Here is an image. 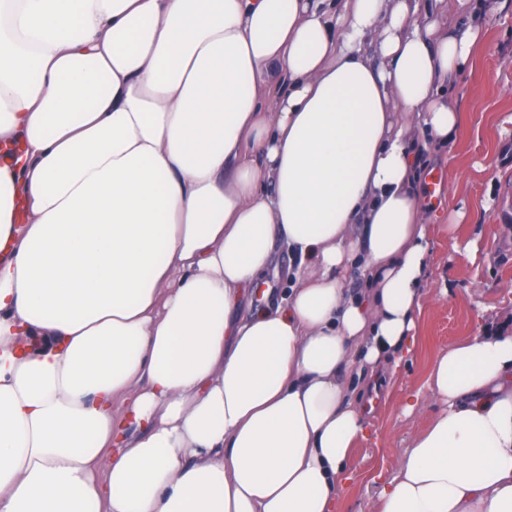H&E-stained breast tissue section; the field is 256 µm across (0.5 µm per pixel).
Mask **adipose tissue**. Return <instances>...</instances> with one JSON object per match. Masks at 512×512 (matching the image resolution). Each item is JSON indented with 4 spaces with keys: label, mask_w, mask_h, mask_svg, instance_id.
Instances as JSON below:
<instances>
[{
    "label": "adipose tissue",
    "mask_w": 512,
    "mask_h": 512,
    "mask_svg": "<svg viewBox=\"0 0 512 512\" xmlns=\"http://www.w3.org/2000/svg\"><path fill=\"white\" fill-rule=\"evenodd\" d=\"M447 10L0 0V512H342L417 350L420 174L479 40ZM278 243L286 296L236 315ZM427 388L378 512H512V332Z\"/></svg>",
    "instance_id": "adipose-tissue-1"
}]
</instances>
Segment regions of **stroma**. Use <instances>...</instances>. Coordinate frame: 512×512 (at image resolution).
Wrapping results in <instances>:
<instances>
[{
	"label": "stroma",
	"instance_id": "obj_1",
	"mask_svg": "<svg viewBox=\"0 0 512 512\" xmlns=\"http://www.w3.org/2000/svg\"><path fill=\"white\" fill-rule=\"evenodd\" d=\"M479 13L481 35L471 61L448 86L459 112L451 146L435 150L427 168L429 272L418 317L414 359L389 376L353 450L340 495L344 512H376L382 482L396 473L412 439L439 409L426 399L403 414L407 393L423 387L430 361L464 337L512 330V0H448V22Z\"/></svg>",
	"mask_w": 512,
	"mask_h": 512
}]
</instances>
